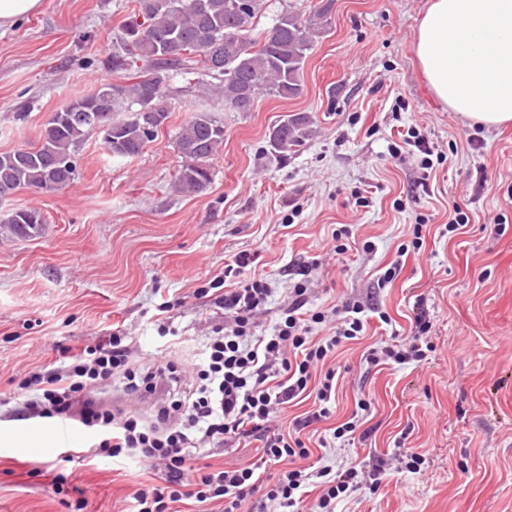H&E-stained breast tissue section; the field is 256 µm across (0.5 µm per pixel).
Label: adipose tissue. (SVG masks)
Instances as JSON below:
<instances>
[{
	"label": "adipose tissue",
	"instance_id": "obj_1",
	"mask_svg": "<svg viewBox=\"0 0 512 512\" xmlns=\"http://www.w3.org/2000/svg\"><path fill=\"white\" fill-rule=\"evenodd\" d=\"M415 40L449 111L490 127L512 122V0H431Z\"/></svg>",
	"mask_w": 512,
	"mask_h": 512
}]
</instances>
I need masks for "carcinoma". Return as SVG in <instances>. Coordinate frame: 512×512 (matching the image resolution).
<instances>
[{
	"instance_id": "1",
	"label": "carcinoma",
	"mask_w": 512,
	"mask_h": 512,
	"mask_svg": "<svg viewBox=\"0 0 512 512\" xmlns=\"http://www.w3.org/2000/svg\"><path fill=\"white\" fill-rule=\"evenodd\" d=\"M334 0H320L305 13L285 9L271 26L256 30L265 0H135L122 27L121 42L128 53L114 52L112 73L126 74L112 98V111L125 112L111 120L125 147L113 152L123 158L139 156L158 133L147 134L141 110L160 103L174 111L178 91L169 73L197 75L189 83L205 100L223 98L227 112H251L262 96L292 99L302 92V70L315 38L329 25ZM146 65L134 68L137 60ZM77 97L50 115L36 146L0 154V187L16 191H52L76 177L75 152L90 132L92 117L104 108L102 93ZM308 118L287 117L275 126L274 150L284 153L306 136ZM224 144V123L198 109L181 127L176 145L182 157L176 186L185 194H201L212 183L210 160ZM0 224L6 237L23 240L39 236L45 224L34 207L11 211Z\"/></svg>"
}]
</instances>
